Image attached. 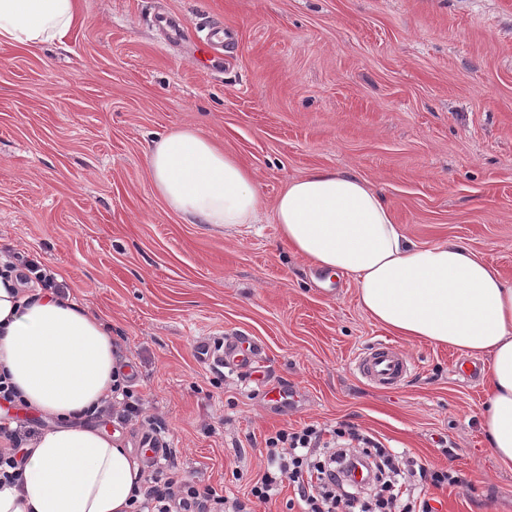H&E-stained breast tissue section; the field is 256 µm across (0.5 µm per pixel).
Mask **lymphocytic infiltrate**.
<instances>
[{"mask_svg":"<svg viewBox=\"0 0 512 512\" xmlns=\"http://www.w3.org/2000/svg\"><path fill=\"white\" fill-rule=\"evenodd\" d=\"M0 437L7 441L6 447L0 448V486L19 484V454L28 433L0 422ZM342 437L361 440V451L337 447L336 441ZM265 446L267 466L250 489L252 497L264 504L272 503L283 482L288 481L297 487L299 512H344L354 505L359 512H434L428 499L410 495L412 478L420 477L437 488L459 482L458 476L448 470H416L413 460L381 447L371 437L359 436L347 423L328 433L314 424L298 430L282 428L266 437ZM373 458L378 459L377 471L383 476L380 489L356 499L345 486L352 470ZM140 493L142 499L133 512H172L176 506L181 512H244L241 503H227L213 489L174 480L173 464L167 456L153 464Z\"/></svg>","mask_w":512,"mask_h":512,"instance_id":"lymphocytic-infiltrate-1","label":"lymphocytic infiltrate"}]
</instances>
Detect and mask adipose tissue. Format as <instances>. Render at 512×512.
<instances>
[{"mask_svg":"<svg viewBox=\"0 0 512 512\" xmlns=\"http://www.w3.org/2000/svg\"><path fill=\"white\" fill-rule=\"evenodd\" d=\"M76 11V0H0V44L62 41ZM146 163L154 190L190 223L231 230L257 222L253 173L197 129L160 136ZM273 214L295 254L353 276L376 324L487 358L484 427L496 460L512 468V282L463 241H411L386 198L353 171L314 169L287 182ZM2 368L58 425L31 441L20 487L0 489V512H131L139 461L83 422L118 369L108 325L74 298L21 291L14 273L0 272Z\"/></svg>","mask_w":512,"mask_h":512,"instance_id":"1","label":"adipose tissue"}]
</instances>
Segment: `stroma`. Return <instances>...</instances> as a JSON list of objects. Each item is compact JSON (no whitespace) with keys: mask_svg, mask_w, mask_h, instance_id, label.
<instances>
[{"mask_svg":"<svg viewBox=\"0 0 512 512\" xmlns=\"http://www.w3.org/2000/svg\"><path fill=\"white\" fill-rule=\"evenodd\" d=\"M62 43L0 44V250L31 253L112 329L134 388L162 418L176 476L246 512L264 438L354 425L459 484L438 512H512V470L483 427L484 380L462 353L390 338L353 279L322 282L283 245L272 207L315 168L353 170L416 242L459 239L512 282V0H78ZM181 25L169 38L153 23ZM231 28L224 65L194 63L202 28ZM194 126L250 168L262 221L227 233L154 193L145 152ZM247 336L265 380L216 375L200 341ZM393 339L414 372L386 392L352 369ZM301 391L271 408L266 383Z\"/></svg>","mask_w":512,"mask_h":512,"instance_id":"35a3bbf8","label":"stroma"}]
</instances>
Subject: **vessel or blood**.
<instances>
[{"instance_id":"1","label":"vessel or blood","mask_w":512,"mask_h":512,"mask_svg":"<svg viewBox=\"0 0 512 512\" xmlns=\"http://www.w3.org/2000/svg\"><path fill=\"white\" fill-rule=\"evenodd\" d=\"M224 38L219 31H211L196 43V52L205 68L215 69L224 62ZM197 354L202 361L227 368L230 373L243 374L258 370L257 350L241 347L234 338L222 345L201 342ZM354 371L365 381L382 390L398 389L411 376L412 363L399 352L392 342L376 341L362 349L353 359Z\"/></svg>"}]
</instances>
